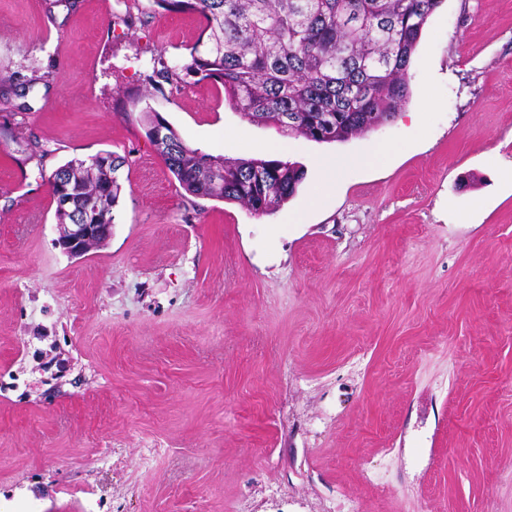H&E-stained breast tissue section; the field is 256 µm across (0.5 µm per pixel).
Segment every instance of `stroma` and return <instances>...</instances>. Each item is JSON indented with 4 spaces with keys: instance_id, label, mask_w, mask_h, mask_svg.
<instances>
[{
    "instance_id": "obj_1",
    "label": "stroma",
    "mask_w": 512,
    "mask_h": 512,
    "mask_svg": "<svg viewBox=\"0 0 512 512\" xmlns=\"http://www.w3.org/2000/svg\"><path fill=\"white\" fill-rule=\"evenodd\" d=\"M140 7L0 0V78L50 74L0 112V512H512V0H444L396 117L328 143L150 90L203 22ZM144 92L192 147L299 163L295 195L185 194ZM101 151L112 237L71 258L39 173Z\"/></svg>"
}]
</instances>
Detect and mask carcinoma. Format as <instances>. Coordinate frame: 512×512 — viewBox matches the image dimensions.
Returning <instances> with one entry per match:
<instances>
[{
	"label": "carcinoma",
	"mask_w": 512,
	"mask_h": 512,
	"mask_svg": "<svg viewBox=\"0 0 512 512\" xmlns=\"http://www.w3.org/2000/svg\"><path fill=\"white\" fill-rule=\"evenodd\" d=\"M444 0H153L166 13H193L206 40L171 62L151 58L148 81L163 85L216 82L232 106L258 124L320 142L328 122L332 141L369 131L396 117L409 97L410 67L422 30ZM30 84L0 82V109L26 96ZM151 140L188 195L237 202L269 214L294 196L304 179L296 162L228 161L186 144L166 120L143 108ZM298 123L288 126V114ZM128 159L104 151L73 158L39 176L56 201L60 224H111Z\"/></svg>",
	"instance_id": "1"
}]
</instances>
